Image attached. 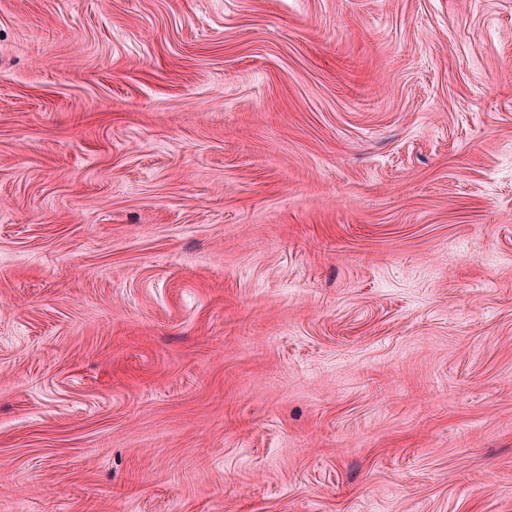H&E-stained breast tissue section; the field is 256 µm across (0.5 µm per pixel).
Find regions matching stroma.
<instances>
[{
	"label": "stroma",
	"mask_w": 512,
	"mask_h": 512,
	"mask_svg": "<svg viewBox=\"0 0 512 512\" xmlns=\"http://www.w3.org/2000/svg\"><path fill=\"white\" fill-rule=\"evenodd\" d=\"M0 512H512V0H0Z\"/></svg>",
	"instance_id": "35a3bbf8"
}]
</instances>
